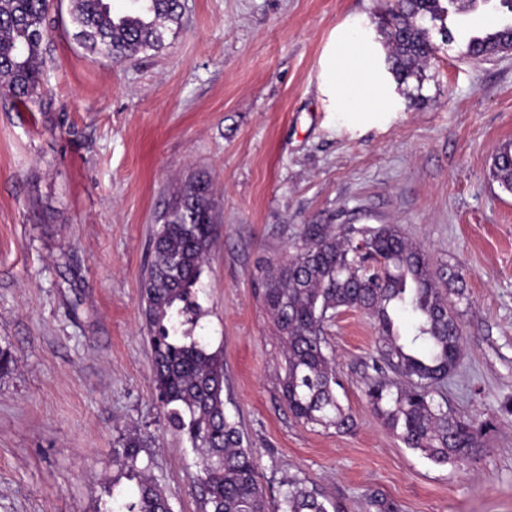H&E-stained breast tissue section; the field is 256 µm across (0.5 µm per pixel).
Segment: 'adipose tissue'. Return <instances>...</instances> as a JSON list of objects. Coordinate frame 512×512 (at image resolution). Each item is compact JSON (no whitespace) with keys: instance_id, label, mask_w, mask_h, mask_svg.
Returning a JSON list of instances; mask_svg holds the SVG:
<instances>
[{"instance_id":"obj_1","label":"adipose tissue","mask_w":512,"mask_h":512,"mask_svg":"<svg viewBox=\"0 0 512 512\" xmlns=\"http://www.w3.org/2000/svg\"><path fill=\"white\" fill-rule=\"evenodd\" d=\"M379 54L359 29L334 34L321 61L319 88L341 125L371 123L398 105L397 86L380 70Z\"/></svg>"}]
</instances>
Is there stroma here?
I'll use <instances>...</instances> for the list:
<instances>
[{"label": "stroma", "mask_w": 512, "mask_h": 512, "mask_svg": "<svg viewBox=\"0 0 512 512\" xmlns=\"http://www.w3.org/2000/svg\"><path fill=\"white\" fill-rule=\"evenodd\" d=\"M184 4L161 49L117 64L74 38L70 0H50L40 96L0 99V345L16 359L0 376V512H101L133 431L172 512H199L197 456L154 393L140 287L157 216L201 175L215 229L193 333L224 357V409L271 508L296 477L339 512H374L371 492L400 512H512V192L491 175L512 143V51L465 52L494 0L428 23L435 52L399 85L400 110L355 132L325 109L320 60L347 23L382 43L394 0ZM313 222L399 225L459 271L466 346L442 395L492 424L470 466L434 464L372 410L378 333L358 310L323 327L354 430L289 412L256 275Z\"/></svg>", "instance_id": "1"}]
</instances>
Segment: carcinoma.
<instances>
[{
	"label": "carcinoma",
	"instance_id": "obj_1",
	"mask_svg": "<svg viewBox=\"0 0 512 512\" xmlns=\"http://www.w3.org/2000/svg\"><path fill=\"white\" fill-rule=\"evenodd\" d=\"M48 0H0V96L22 105L42 88ZM181 0H131L120 12L109 0H71L74 36L84 48L118 63L163 47L180 28ZM442 0H396L386 23L388 60L395 79L418 74L435 47L423 21L442 20ZM512 22L473 37L467 55H495L509 43ZM492 177L512 191V146L495 156ZM209 181L187 183L159 216L153 260L142 279L141 302L150 326L156 395L173 429L197 452L193 483L200 512H269L255 458L243 446L236 424L224 411V361L184 326L195 307L213 233ZM459 274L432 269L429 254L410 243L396 224L353 225L336 232L329 224H308L296 252L275 266L260 268L261 299L282 344V396L291 415L305 425L349 432L354 419L336 392V362L326 351L323 324L330 312L369 314L378 329L377 356L365 368V396L374 412L407 447L439 465H465L481 448L488 422H476L438 400L457 368L465 340L450 295ZM149 438L123 439L115 464L136 482L128 495L112 492L110 512H171L150 474ZM336 505L306 481L290 478L278 512H329Z\"/></svg>",
	"mask_w": 512,
	"mask_h": 512
}]
</instances>
